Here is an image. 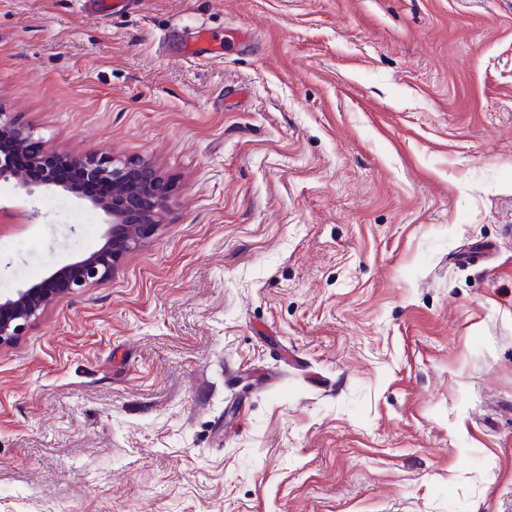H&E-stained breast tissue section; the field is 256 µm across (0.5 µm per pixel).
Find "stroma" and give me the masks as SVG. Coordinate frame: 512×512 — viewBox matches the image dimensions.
<instances>
[{
  "instance_id": "obj_1",
  "label": "stroma",
  "mask_w": 512,
  "mask_h": 512,
  "mask_svg": "<svg viewBox=\"0 0 512 512\" xmlns=\"http://www.w3.org/2000/svg\"><path fill=\"white\" fill-rule=\"evenodd\" d=\"M84 2L0 0V111L175 193L0 350V512H512V0ZM1 204L0 293L102 244Z\"/></svg>"
}]
</instances>
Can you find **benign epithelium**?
Here are the masks:
<instances>
[{
    "label": "benign epithelium",
    "mask_w": 512,
    "mask_h": 512,
    "mask_svg": "<svg viewBox=\"0 0 512 512\" xmlns=\"http://www.w3.org/2000/svg\"><path fill=\"white\" fill-rule=\"evenodd\" d=\"M0 140H9L22 150L33 152L40 168L37 177L18 170L0 158V180H11L31 194L38 187L61 188L72 194L73 187L59 182L54 175L58 164L76 166L91 179H106L112 195L104 199L80 196L92 208L107 216V228L100 248L74 260L40 282L0 294V349L16 345L28 328L53 303L112 276L116 265L131 250L146 243L170 211L173 185L164 180L144 159H120L102 154L60 155L43 150L34 130L22 127L8 112H0Z\"/></svg>",
    "instance_id": "benign-epithelium-1"
}]
</instances>
